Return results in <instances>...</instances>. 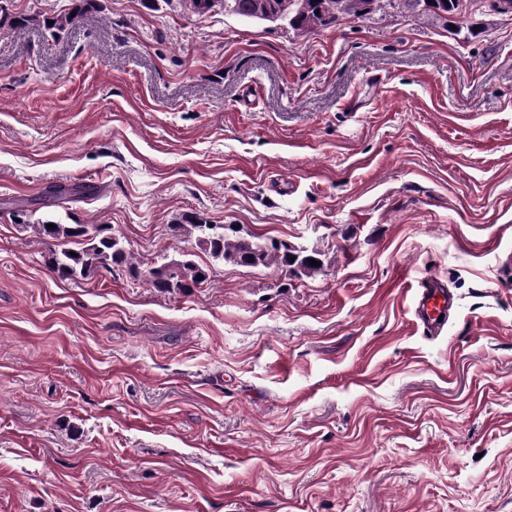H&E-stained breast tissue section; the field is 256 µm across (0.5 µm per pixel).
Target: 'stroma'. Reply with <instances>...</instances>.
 Instances as JSON below:
<instances>
[{
  "mask_svg": "<svg viewBox=\"0 0 512 512\" xmlns=\"http://www.w3.org/2000/svg\"><path fill=\"white\" fill-rule=\"evenodd\" d=\"M98 0L0 33V512H512V16ZM287 182L282 193L273 180ZM94 181L61 200L52 184ZM318 247L224 263L183 214ZM30 223L134 255L59 278ZM193 254L211 281L149 288ZM447 282L439 335L412 308ZM95 1L96 0H72L73 6L65 13L51 16L37 14L27 19L22 18L21 21H29L39 25L42 24L45 30L49 31L51 36L55 37L88 20L89 16L96 9ZM72 12H75V16H72ZM47 21H53V24L49 25ZM299 0H178L182 10L188 16L203 17L217 10L230 11L240 17H257L255 4L265 5L258 15L265 20H280L278 10L284 14V20L294 30L309 31L316 28L335 25L340 18H362L373 10L379 11L386 3L396 1L403 12L412 17H429L435 20H448V15L460 11L461 0H303L300 9ZM319 10V14L315 13ZM363 11V14H360Z\"/></svg>",
  "mask_w": 512,
  "mask_h": 512,
  "instance_id": "35a3bbf8",
  "label": "stroma"
}]
</instances>
